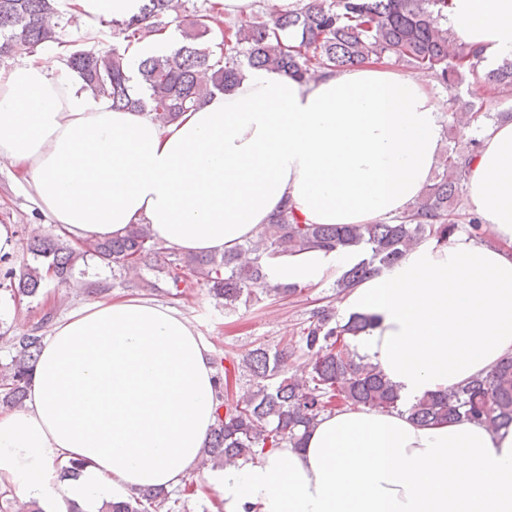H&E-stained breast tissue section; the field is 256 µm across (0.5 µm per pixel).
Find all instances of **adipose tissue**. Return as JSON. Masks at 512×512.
Wrapping results in <instances>:
<instances>
[{
	"instance_id": "ef3b65f1",
	"label": "adipose tissue",
	"mask_w": 512,
	"mask_h": 512,
	"mask_svg": "<svg viewBox=\"0 0 512 512\" xmlns=\"http://www.w3.org/2000/svg\"><path fill=\"white\" fill-rule=\"evenodd\" d=\"M88 32L140 0H67ZM448 27L485 63L512 59V0H450ZM427 76L372 60L305 82L266 69L171 122L91 97L34 55L0 69V161L79 245L132 224L184 253H220L284 207L305 224L406 212L442 150ZM465 185L484 237L426 241L347 292L375 315L356 352L396 385L392 412L319 417L300 448L210 470L224 512H512V429L416 424L407 409L512 354V122L482 129ZM360 256L310 250L269 262L274 283L317 285ZM218 406L213 351L175 305L104 296L43 339L24 407L0 409V490L49 512H99L197 472Z\"/></svg>"
}]
</instances>
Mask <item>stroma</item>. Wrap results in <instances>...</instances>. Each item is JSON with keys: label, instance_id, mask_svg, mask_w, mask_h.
Segmentation results:
<instances>
[{"label": "stroma", "instance_id": "obj_1", "mask_svg": "<svg viewBox=\"0 0 512 512\" xmlns=\"http://www.w3.org/2000/svg\"><path fill=\"white\" fill-rule=\"evenodd\" d=\"M45 222L25 183L8 164L0 162V225L8 224L13 229V246L8 252L11 268L20 269L26 260L28 241L50 235ZM99 280L111 282L110 292L115 296L146 293L137 279L113 277L108 266L95 263L90 264L78 285L62 286L50 276L38 296L22 302L11 299L7 291L0 289V360L8 358L7 336L40 326L47 316L60 320L74 308L95 301L91 285ZM340 302V295L328 282L304 287L301 294L284 301L241 305L230 312L225 311L207 288L198 287L188 297L178 300L177 307L214 353L230 351L241 355L260 343L274 345L299 336L314 310L328 303L336 307Z\"/></svg>", "mask_w": 512, "mask_h": 512}]
</instances>
